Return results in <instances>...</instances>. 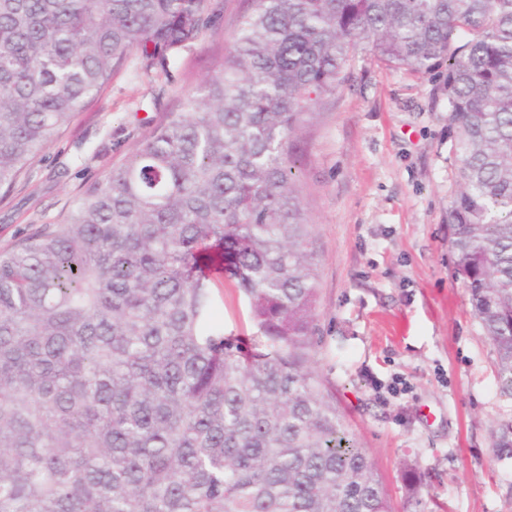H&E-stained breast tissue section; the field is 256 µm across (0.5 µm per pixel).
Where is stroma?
I'll return each instance as SVG.
<instances>
[{"label": "stroma", "mask_w": 512, "mask_h": 512, "mask_svg": "<svg viewBox=\"0 0 512 512\" xmlns=\"http://www.w3.org/2000/svg\"><path fill=\"white\" fill-rule=\"evenodd\" d=\"M220 4L215 26L178 54L169 74L145 72L131 57L14 187L0 190V251L59 223L87 184L181 108L223 56L250 0ZM445 72L356 54L296 142V183L317 253V370L396 512H512V462L497 460L492 441L507 408L496 352L454 266L448 206L457 163ZM217 295L225 332L252 335L238 291L226 284Z\"/></svg>", "instance_id": "stroma-1"}]
</instances>
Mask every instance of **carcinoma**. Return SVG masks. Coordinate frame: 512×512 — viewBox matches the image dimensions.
<instances>
[{
    "label": "carcinoma",
    "instance_id": "obj_1",
    "mask_svg": "<svg viewBox=\"0 0 512 512\" xmlns=\"http://www.w3.org/2000/svg\"><path fill=\"white\" fill-rule=\"evenodd\" d=\"M213 0H0V189ZM370 51L447 61L455 270L512 403V0H252L214 73L64 221L0 252V512H395L316 370L291 139ZM257 331L225 334L213 274ZM512 460V412L492 432Z\"/></svg>",
    "mask_w": 512,
    "mask_h": 512
}]
</instances>
